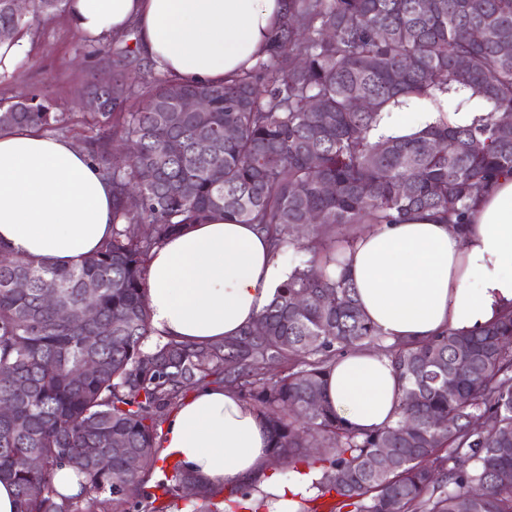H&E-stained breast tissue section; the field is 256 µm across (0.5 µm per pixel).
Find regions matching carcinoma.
Returning <instances> with one entry per match:
<instances>
[{"label":"carcinoma","instance_id":"obj_1","mask_svg":"<svg viewBox=\"0 0 512 512\" xmlns=\"http://www.w3.org/2000/svg\"><path fill=\"white\" fill-rule=\"evenodd\" d=\"M66 2L30 0L20 17L0 0V42L48 22ZM472 28L481 41L466 37ZM87 47L94 57L127 56L108 37ZM441 95L456 112L486 116L408 137L373 135L385 115ZM193 96L210 110H176L174 99ZM360 98L372 108L357 110ZM131 99L139 100L134 110ZM504 112L512 113V0H290L268 56L221 85L161 73L146 83L114 79L103 110L88 113L84 139L112 182V234L75 267L0 264V403L15 408L0 420V479L14 485L20 512H104L108 504L112 512H167L186 483L196 487L192 512H214L218 490L177 466L148 485L159 428L200 384L230 389L266 417L273 461L321 473L308 504L330 497L348 512H512V310L470 334L450 329L385 346L402 396L398 419L383 428L345 425L323 397L337 354L381 341L356 288L326 267L342 266L359 224H396L419 211L467 223L479 191L512 176ZM71 123L47 101L0 103V131L63 135ZM203 129L213 136L204 154L196 148ZM115 142L136 147L122 168L110 161ZM215 218L256 224L275 254L292 247L306 258L240 335L214 344L154 337L152 250ZM89 288L95 321L83 316ZM49 292L68 321L43 304ZM101 324L114 331L90 353L83 339ZM90 354L99 370L84 376ZM117 438L142 456L139 471L116 452L112 467L99 469L83 452ZM63 466L83 477L80 495L56 491L53 474ZM128 484L137 486L133 500Z\"/></svg>","mask_w":512,"mask_h":512}]
</instances>
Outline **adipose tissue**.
<instances>
[{
  "mask_svg": "<svg viewBox=\"0 0 512 512\" xmlns=\"http://www.w3.org/2000/svg\"><path fill=\"white\" fill-rule=\"evenodd\" d=\"M288 0H70L74 29L100 37L134 31L156 69L182 83L219 84L266 57ZM378 132L408 136L471 112L412 102ZM112 232V184L70 140L21 127L0 132V253L69 268ZM344 272L384 343L470 333L512 310V177L478 196L468 224L430 213L372 224L344 251ZM287 269L253 225L195 224L153 250L147 303L156 335L195 343L236 336L270 304ZM331 408L373 431L397 418L401 388L386 355L355 350L327 375ZM161 460L214 488L251 485L273 495L270 512H298L315 472L281 478L270 466L266 419L233 391L200 385L168 418Z\"/></svg>",
  "mask_w": 512,
  "mask_h": 512,
  "instance_id": "obj_1",
  "label": "adipose tissue"
}]
</instances>
